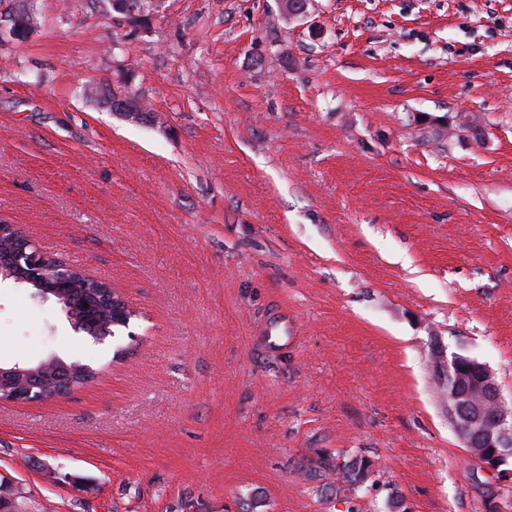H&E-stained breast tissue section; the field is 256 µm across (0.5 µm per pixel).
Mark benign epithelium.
Returning <instances> with one entry per match:
<instances>
[{"label": "benign epithelium", "mask_w": 512, "mask_h": 512, "mask_svg": "<svg viewBox=\"0 0 512 512\" xmlns=\"http://www.w3.org/2000/svg\"><path fill=\"white\" fill-rule=\"evenodd\" d=\"M37 22L34 13L21 8L0 20V40L7 36L23 41L34 34ZM111 110L122 112L139 120L149 118L136 102L119 97L104 100ZM9 241L0 247V282L14 277V270L29 268L36 274L43 273L48 257L32 240L17 229L9 228ZM131 310L119 295H112L106 307L108 320L114 321ZM438 367V377L450 383L453 394L448 397V420L455 431L462 435L471 448L483 452L474 456V461L483 471L496 478L502 485L512 484V469L503 465L512 458V407L505 404L493 370L465 355L447 353L445 346L436 342L431 352ZM57 363L50 357L40 366L28 370L0 366V376L11 374L9 384L0 386V401L34 403L44 400L42 370Z\"/></svg>", "instance_id": "7a95c632"}]
</instances>
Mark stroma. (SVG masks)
Instances as JSON below:
<instances>
[{"instance_id": "35a3bbf8", "label": "stroma", "mask_w": 512, "mask_h": 512, "mask_svg": "<svg viewBox=\"0 0 512 512\" xmlns=\"http://www.w3.org/2000/svg\"><path fill=\"white\" fill-rule=\"evenodd\" d=\"M29 5L0 41V220L120 290L137 343L0 283V363L93 365L0 401L21 512H486L431 348L512 402V0ZM109 85L153 117L87 95ZM375 463L353 506L301 464ZM5 19V20H2ZM37 22L34 13L27 8H21L5 15L0 20V40L4 36L17 41L28 39L34 34Z\"/></svg>"}]
</instances>
